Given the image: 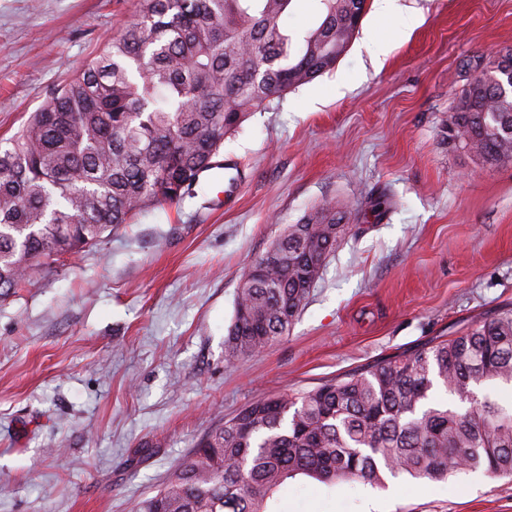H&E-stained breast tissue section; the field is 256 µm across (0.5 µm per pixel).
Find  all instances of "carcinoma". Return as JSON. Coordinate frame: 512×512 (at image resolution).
I'll list each match as a JSON object with an SVG mask.
<instances>
[{"instance_id":"obj_1","label":"carcinoma","mask_w":512,"mask_h":512,"mask_svg":"<svg viewBox=\"0 0 512 512\" xmlns=\"http://www.w3.org/2000/svg\"><path fill=\"white\" fill-rule=\"evenodd\" d=\"M293 0H138L122 33L51 92L0 147V297L32 268L92 248L159 203L178 202L253 110L335 68L366 0H311L317 27L285 26ZM495 60L460 94L443 139L472 162L512 161V89ZM394 201L371 198L366 223ZM347 211L308 209L256 259L224 339L249 359L288 335L344 238ZM484 392L476 396L474 388ZM442 387L467 404L432 399ZM512 477V307L457 336L309 390L254 400L208 433L135 512H271L288 479L377 485L386 474Z\"/></svg>"}]
</instances>
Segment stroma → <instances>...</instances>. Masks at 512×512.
<instances>
[{"label":"stroma","mask_w":512,"mask_h":512,"mask_svg":"<svg viewBox=\"0 0 512 512\" xmlns=\"http://www.w3.org/2000/svg\"><path fill=\"white\" fill-rule=\"evenodd\" d=\"M136 0H0V140L102 44ZM389 44L375 54L376 41ZM512 48V0H367L335 68L255 109L227 138L232 200L162 203L0 300V512H133L254 399L403 356L512 306V162L473 163L441 130ZM397 206L353 223L288 336L224 356L242 275L332 199ZM274 512H512V479L299 475ZM366 210L362 214L363 222L379 224L389 214L394 207V201L385 191L379 193L375 197H371L366 203Z\"/></svg>","instance_id":"stroma-1"}]
</instances>
